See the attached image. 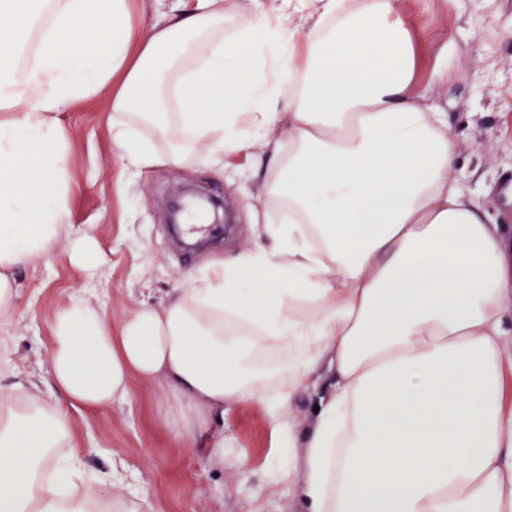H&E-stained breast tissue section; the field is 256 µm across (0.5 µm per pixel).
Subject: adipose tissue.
<instances>
[{
    "label": "adipose tissue",
    "instance_id": "ef3b65f1",
    "mask_svg": "<svg viewBox=\"0 0 512 512\" xmlns=\"http://www.w3.org/2000/svg\"><path fill=\"white\" fill-rule=\"evenodd\" d=\"M225 29L218 0H178L132 28L129 0H0V311L15 268L51 253L66 212L57 116L106 91L112 139L243 148L270 142L265 204L288 216L256 245L190 278L163 306L112 326L74 302L52 328L47 375L103 408L151 380L175 402L174 435L205 438L228 402L266 404L290 453L273 466L306 512H512V243L448 172L446 113L412 82L394 0H279ZM306 13L305 40L283 25ZM37 54L26 69L17 54ZM277 50L274 78L262 49ZM332 380L308 423L290 401ZM71 424L26 387L0 386V512H104L89 498Z\"/></svg>",
    "mask_w": 512,
    "mask_h": 512
}]
</instances>
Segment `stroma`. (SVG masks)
I'll return each instance as SVG.
<instances>
[{
	"instance_id": "35a3bbf8",
	"label": "stroma",
	"mask_w": 512,
	"mask_h": 512,
	"mask_svg": "<svg viewBox=\"0 0 512 512\" xmlns=\"http://www.w3.org/2000/svg\"><path fill=\"white\" fill-rule=\"evenodd\" d=\"M397 15L415 48V80L448 114L458 180L498 224L512 229V204L503 189L512 178V0H397ZM447 69V82L437 73ZM112 98L75 101L59 123L68 169L65 232L50 255L15 272L17 295L0 317V384H20L63 409L71 447L102 497L103 477L120 472L125 499L147 498L151 512H303L287 485L273 483L271 465L282 448L267 407L229 402L213 429L224 433V461L201 443L176 439L168 401L151 384L133 380L127 398L102 409L71 404L46 378L57 312L76 299L98 308L112 324L143 303L160 304L188 274L252 248L255 225L277 218L261 201L273 159L264 141L214 156L209 143L180 165L164 162L170 145L153 141L160 163L126 165L108 126ZM191 186L214 194L224 221L207 225L203 247L184 254L167 218L170 202ZM96 242L92 267L72 259L83 235Z\"/></svg>"
}]
</instances>
